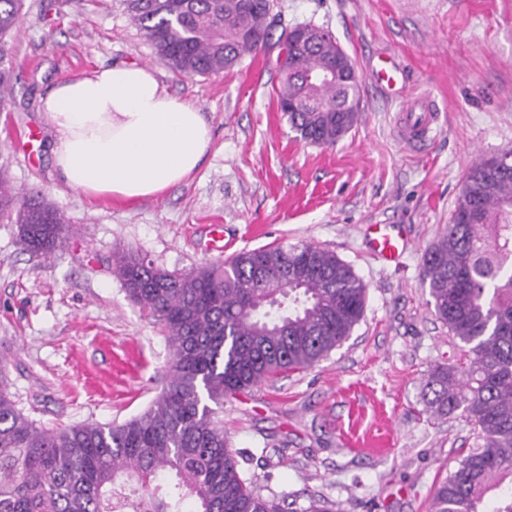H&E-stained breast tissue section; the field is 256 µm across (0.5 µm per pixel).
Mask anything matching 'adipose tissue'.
<instances>
[{"label": "adipose tissue", "mask_w": 512, "mask_h": 512, "mask_svg": "<svg viewBox=\"0 0 512 512\" xmlns=\"http://www.w3.org/2000/svg\"><path fill=\"white\" fill-rule=\"evenodd\" d=\"M64 182L90 197L155 198L187 184L212 140L193 103L152 67L114 63L56 84L41 100Z\"/></svg>", "instance_id": "ef3b65f1"}]
</instances>
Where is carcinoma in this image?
I'll return each mask as SVG.
<instances>
[{
    "mask_svg": "<svg viewBox=\"0 0 512 512\" xmlns=\"http://www.w3.org/2000/svg\"><path fill=\"white\" fill-rule=\"evenodd\" d=\"M131 21L175 73L204 76L266 46L273 0H125ZM22 0H0V51ZM284 31L276 99L300 139L334 145L358 118L359 83L309 73L344 50L327 30ZM0 217L27 250L55 254L71 229L43 195L0 174ZM265 267L261 280L255 269ZM130 299L167 332L169 379L121 425L39 427L0 375V512H284L244 478L224 433V400L308 369L351 335L367 289L352 268L312 244L243 250L187 274L139 254L116 261ZM437 318L467 361L425 377L427 410L460 414L481 443L434 491L430 512H512V151L473 164L450 224L424 252ZM166 485L158 484L159 480Z\"/></svg>",
    "mask_w": 512,
    "mask_h": 512,
    "instance_id": "carcinoma-1",
    "label": "carcinoma"
}]
</instances>
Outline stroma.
I'll return each mask as SVG.
<instances>
[{
	"mask_svg": "<svg viewBox=\"0 0 512 512\" xmlns=\"http://www.w3.org/2000/svg\"><path fill=\"white\" fill-rule=\"evenodd\" d=\"M260 52L209 76L175 75L134 27L123 0H24L0 55L11 73L0 106V172L38 191L73 234L52 258L31 254L0 221V362L19 409L37 425L122 424L166 382V332L132 302L113 262L133 251L170 272L282 242L334 251L367 288L351 335L315 367L224 402V430L245 478L297 512L322 496L344 512H427L476 443L472 424L426 410L424 377L462 351L437 319L423 254L448 225L477 157L512 149V0H274ZM312 23L353 62L356 124L336 144L297 138L277 109L278 39ZM115 62L151 66L211 126L195 177L162 197L92 199L54 167L40 100L59 81ZM428 94L439 119L411 147L397 134L407 100ZM222 225L227 252L211 247ZM370 224L403 225L411 244L385 264ZM370 434L389 421L386 457L348 450L352 404Z\"/></svg>",
	"mask_w": 512,
	"mask_h": 512,
	"instance_id": "35a3bbf8",
	"label": "stroma"
}]
</instances>
